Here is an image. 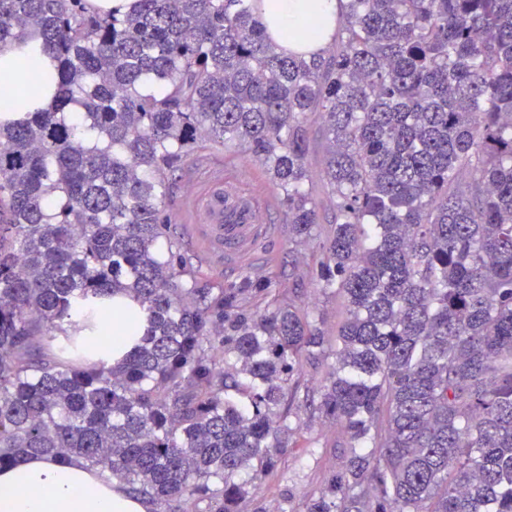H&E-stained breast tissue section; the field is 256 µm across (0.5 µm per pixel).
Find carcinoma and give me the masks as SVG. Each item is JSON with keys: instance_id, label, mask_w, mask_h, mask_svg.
Segmentation results:
<instances>
[{"instance_id": "cac0c4a2", "label": "carcinoma", "mask_w": 512, "mask_h": 512, "mask_svg": "<svg viewBox=\"0 0 512 512\" xmlns=\"http://www.w3.org/2000/svg\"><path fill=\"white\" fill-rule=\"evenodd\" d=\"M262 7L0 0V51L40 40L59 76L0 121V468L79 459L154 512H244L303 410L343 458L306 512H512V0H346L310 55ZM203 141L259 162L318 242L336 348L277 272L199 285L162 213ZM119 294L140 342L87 365ZM311 125L313 144L308 163L311 174L316 180H319L321 176L322 160L324 157L325 141L321 136L319 123L315 121ZM114 302L121 307L122 317L125 320L124 338L119 343H113L112 355L105 356L103 359L112 358V362H117L131 352L139 342L140 332L146 324V314L138 304L129 298L115 297ZM133 332L134 334H132Z\"/></svg>"}]
</instances>
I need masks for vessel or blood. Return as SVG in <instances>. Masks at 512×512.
<instances>
[{"instance_id": "vessel-or-blood-1", "label": "vessel or blood", "mask_w": 512, "mask_h": 512, "mask_svg": "<svg viewBox=\"0 0 512 512\" xmlns=\"http://www.w3.org/2000/svg\"><path fill=\"white\" fill-rule=\"evenodd\" d=\"M187 180L194 191L183 202L178 224L187 246L227 272L261 266L258 243L277 231L267 221L274 202L264 186L216 162Z\"/></svg>"}]
</instances>
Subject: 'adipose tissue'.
<instances>
[{
    "label": "adipose tissue",
    "instance_id": "1",
    "mask_svg": "<svg viewBox=\"0 0 512 512\" xmlns=\"http://www.w3.org/2000/svg\"><path fill=\"white\" fill-rule=\"evenodd\" d=\"M267 20L274 41L289 50L296 43L289 33L307 22L325 16L309 43V50L328 45L340 11L339 0H265ZM51 68V59L40 43L0 51V84L15 95L0 115L23 118L25 113L48 108L54 101V84H34L35 72ZM146 499L130 495L118 482L98 477L79 461L55 462L28 457L12 467L0 469V512H151Z\"/></svg>",
    "mask_w": 512,
    "mask_h": 512
}]
</instances>
